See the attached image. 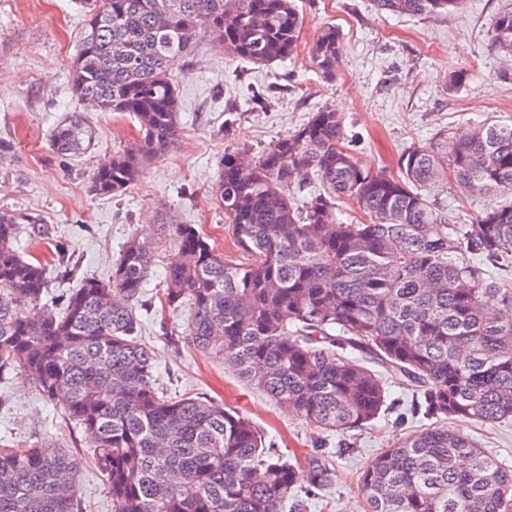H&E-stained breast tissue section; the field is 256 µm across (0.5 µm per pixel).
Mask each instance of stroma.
<instances>
[{
	"instance_id": "35a3bbf8",
	"label": "stroma",
	"mask_w": 512,
	"mask_h": 512,
	"mask_svg": "<svg viewBox=\"0 0 512 512\" xmlns=\"http://www.w3.org/2000/svg\"><path fill=\"white\" fill-rule=\"evenodd\" d=\"M504 0H465L460 12L393 16L373 0H297L304 16L299 52L266 68L226 59L211 33L169 69L180 99V139L151 161L126 194L100 198L88 190L94 168L139 137L128 113L100 112L77 102L69 72L86 16L79 0H0V213L24 218L17 237L23 257L50 264L49 286L58 294L87 274L108 278L121 246L138 237L165 243L163 214L198 224L217 252L240 254L216 209L211 187L224 153L247 145L258 155L328 106L343 113L353 151L373 173L398 175V159L410 146L435 141L442 130L468 122L512 124V74L490 47L489 28ZM336 26L342 56L335 79L321 78L309 50L320 27ZM453 70L467 74L454 94L445 82ZM274 87L272 103L257 106L253 94ZM77 114L93 132L87 153L52 151L50 131ZM432 200L458 223H472L488 205L480 191L448 182L431 187ZM63 247L64 263L54 251ZM157 266L138 315L141 343L153 351L157 385L171 394L200 393L249 416L281 452L304 458L317 433L297 417L247 387L221 358L205 355L182 336L183 312L164 306ZM176 335L167 341L161 326ZM395 408L369 429L355 432L353 451L334 455L336 483L310 512H366L357 490L360 474L397 438L429 427L411 415L410 390L392 385ZM463 431L492 456L512 466V421L466 423ZM52 436L75 448L81 460L80 492L88 512H114L112 498L93 460L87 432L74 426L59 402L32 392L23 373L0 382V442L23 443Z\"/></svg>"
}]
</instances>
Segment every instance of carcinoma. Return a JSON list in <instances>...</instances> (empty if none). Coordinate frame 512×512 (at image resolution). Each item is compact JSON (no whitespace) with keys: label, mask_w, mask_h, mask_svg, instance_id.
Masks as SVG:
<instances>
[{"label":"carcinoma","mask_w":512,"mask_h":512,"mask_svg":"<svg viewBox=\"0 0 512 512\" xmlns=\"http://www.w3.org/2000/svg\"><path fill=\"white\" fill-rule=\"evenodd\" d=\"M397 15H435L464 0H373ZM86 25L70 76L78 99L128 112L140 138L93 170L89 191L117 197L179 128L169 73L211 30L224 56L272 65L297 52L295 0H83ZM340 31L320 29L310 60L336 74ZM490 46L512 58V0ZM52 149H87L76 121ZM374 174L351 148L341 113L322 107L244 166L224 154L212 199L242 254L228 260L193 224H165L161 301L184 313L182 335L276 406L321 432L361 430L392 407L385 374L411 386L410 412L436 420L380 452L359 480L367 512H512V469L448 425L512 420V201L457 224L425 194L512 190V126L471 123ZM0 214V379L16 369L37 396L59 400L97 448L115 512H306L336 481L326 442L293 458L243 412L204 396L167 395L139 342L142 290L158 257L131 238L104 282L88 274L49 304V268L13 247ZM77 456L55 440L0 448V512H84Z\"/></svg>","instance_id":"1"}]
</instances>
